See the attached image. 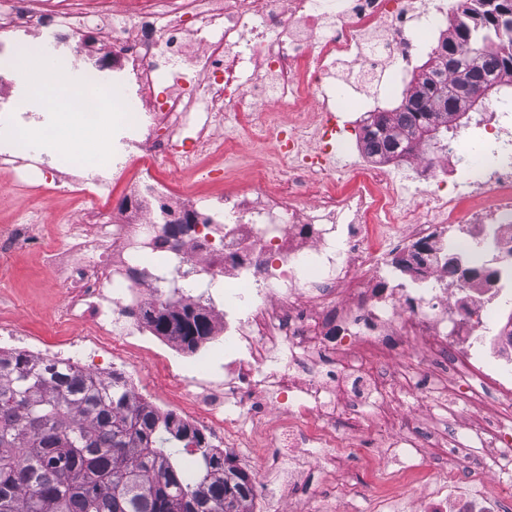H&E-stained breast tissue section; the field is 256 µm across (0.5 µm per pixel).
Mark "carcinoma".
I'll return each mask as SVG.
<instances>
[{
	"label": "carcinoma",
	"instance_id": "carcinoma-1",
	"mask_svg": "<svg viewBox=\"0 0 512 512\" xmlns=\"http://www.w3.org/2000/svg\"><path fill=\"white\" fill-rule=\"evenodd\" d=\"M473 56L472 81L512 87V17L494 16L493 0L469 8L437 48ZM434 80L419 76L394 110L365 125L368 156L400 159L420 147L448 149L449 124L469 117L454 99L441 105ZM211 334L209 317L177 328L192 349ZM201 456L187 477L184 457ZM253 483L232 460L209 452L205 438L174 413L140 403L112 375L109 391L93 376L28 355L0 353V512H247Z\"/></svg>",
	"mask_w": 512,
	"mask_h": 512
}]
</instances>
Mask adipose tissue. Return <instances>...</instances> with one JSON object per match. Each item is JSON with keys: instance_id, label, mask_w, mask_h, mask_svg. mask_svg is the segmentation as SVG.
Segmentation results:
<instances>
[{"instance_id": "1", "label": "adipose tissue", "mask_w": 512, "mask_h": 512, "mask_svg": "<svg viewBox=\"0 0 512 512\" xmlns=\"http://www.w3.org/2000/svg\"><path fill=\"white\" fill-rule=\"evenodd\" d=\"M15 59L16 78L22 83L30 79L29 63L39 61L43 82L41 94L55 103V110L51 115L52 131H45L41 126L28 130L23 136L25 146L32 151L48 154L81 148L96 164L111 162L114 122L111 113H104L98 126L87 128L83 126L79 113L70 109L74 96H98V86L94 82L85 81L79 85L77 92H70L60 81V76L66 69L65 60L42 42H22L16 49Z\"/></svg>"}]
</instances>
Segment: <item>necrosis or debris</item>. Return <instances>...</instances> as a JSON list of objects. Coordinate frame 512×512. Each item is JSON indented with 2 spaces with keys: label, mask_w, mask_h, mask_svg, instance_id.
<instances>
[{
  "label": "necrosis or debris",
  "mask_w": 512,
  "mask_h": 512,
  "mask_svg": "<svg viewBox=\"0 0 512 512\" xmlns=\"http://www.w3.org/2000/svg\"><path fill=\"white\" fill-rule=\"evenodd\" d=\"M0 0V61L39 37L62 49L72 71L93 75L112 102L131 112L136 132L121 138V160L89 172L81 153L61 167L20 152L19 138L47 111L0 70V176L45 196L80 204L78 223L43 240L26 223L0 227V252L38 250L64 291V320L86 339L67 347L0 331V351L87 370L95 357L145 355L160 384L148 402L184 403L188 422L209 440L289 457L287 512H308L300 494L306 466L333 475L363 447L404 451L399 471L377 468L342 496H370L387 512L389 485L401 482L415 512H512V268L505 287L450 279L448 256L473 245L512 243V108L494 104L483 129L503 158H461L419 149L411 166L448 175L447 189L405 202L388 161L371 160L362 184L338 188L326 159L308 148L303 117L329 109L326 76L346 61L361 77L389 71L403 82L422 52V32L442 29L437 0ZM244 123L266 153L248 184L232 180L236 149L229 119ZM190 139H183L186 126ZM220 185L204 199L194 231L167 240L151 209L171 198L157 171ZM124 181L134 205L124 218L107 199ZM413 287L392 288L387 252L417 243ZM159 303L205 308L211 334L175 356L177 339L151 334L144 311ZM447 404L446 433L409 436L420 408ZM492 406V415L473 407ZM467 416L471 445L455 426Z\"/></svg>",
  "instance_id": "obj_1"
}]
</instances>
